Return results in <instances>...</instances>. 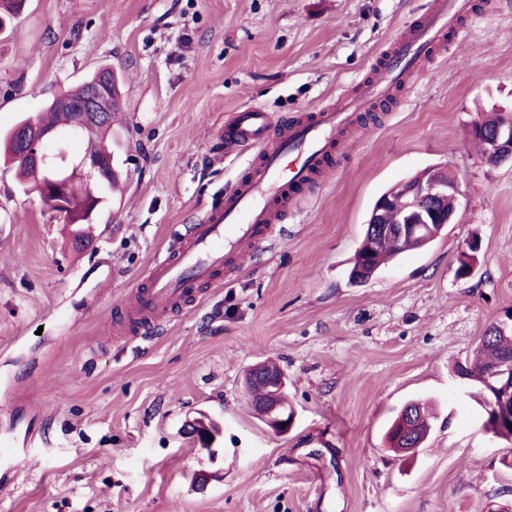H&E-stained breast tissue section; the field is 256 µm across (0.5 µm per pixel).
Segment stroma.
Wrapping results in <instances>:
<instances>
[{"instance_id":"35a3bbf8","label":"stroma","mask_w":512,"mask_h":512,"mask_svg":"<svg viewBox=\"0 0 512 512\" xmlns=\"http://www.w3.org/2000/svg\"><path fill=\"white\" fill-rule=\"evenodd\" d=\"M431 0H28L0 32V132L104 65L124 83L112 162L124 190L74 250L64 223L0 169V512H493L512 507V441L493 437L455 375L512 316V164L469 139L512 112V0H474L444 48L357 125L333 174L244 267L224 270L161 332L117 343L114 304L155 257L221 206L254 151L228 155L227 117L335 103ZM450 167L455 217L425 249L350 283L376 199ZM470 277L457 274L472 239ZM288 379L272 432L243 388ZM436 415L402 458L403 406ZM220 424L211 450L187 425ZM408 406H411L414 411V418L410 420V423L413 425V432L416 433L415 440L418 442V447L409 448L411 446V441L409 440V436H406V428L399 434L397 440L399 441L400 448H403V452H415L422 447V444L428 435L429 424L427 421V413L422 403L418 401H410L405 405L404 409ZM403 410L387 431V441L390 448L396 452L400 451V448L397 447L395 438L404 426Z\"/></svg>"}]
</instances>
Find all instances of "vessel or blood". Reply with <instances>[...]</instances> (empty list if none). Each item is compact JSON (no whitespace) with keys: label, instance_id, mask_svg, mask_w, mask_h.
I'll use <instances>...</instances> for the list:
<instances>
[{"label":"vessel or blood","instance_id":"b4317fda","mask_svg":"<svg viewBox=\"0 0 512 512\" xmlns=\"http://www.w3.org/2000/svg\"><path fill=\"white\" fill-rule=\"evenodd\" d=\"M468 0H433L429 12L400 36L392 54L335 105L286 124L247 107L224 122L227 151L251 150L254 163L224 197L223 205L191 225L182 245L156 259L131 301L119 303L132 335L158 330V319L191 306L224 267L271 242L276 226L306 196L327 159L345 142L357 113L385 99L432 58L465 13Z\"/></svg>","mask_w":512,"mask_h":512}]
</instances>
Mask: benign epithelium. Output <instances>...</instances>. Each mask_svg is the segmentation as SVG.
<instances>
[{
  "instance_id": "1",
  "label": "benign epithelium",
  "mask_w": 512,
  "mask_h": 512,
  "mask_svg": "<svg viewBox=\"0 0 512 512\" xmlns=\"http://www.w3.org/2000/svg\"><path fill=\"white\" fill-rule=\"evenodd\" d=\"M111 82V75L101 72L93 82L83 86L79 99L59 98L55 101L56 107L73 113L68 138H60L57 132L43 127L33 117L19 126L14 134L17 159L35 166L46 175V183L29 188V192L40 201L48 202V209L66 223L71 220L77 223L90 221L94 215V209L88 206L74 208L66 195L67 184L80 178L93 186L112 178L115 173L108 155L72 150L73 143L108 125L109 113L112 112ZM470 132L483 138L489 163H512L511 116L493 127L476 122ZM47 142L55 143L57 152L44 151L43 145ZM399 189L403 199L401 220L396 223L388 220L392 209L390 197H381L368 219L372 238L387 236L400 244L407 239L430 237L452 222L454 211L444 209L441 204L448 199L458 201L460 189L457 179L448 172L439 168L429 169L419 178L401 182ZM262 372L268 379V393L260 402L264 407L261 420L273 431L286 433L295 421V411L280 399L286 378L268 366ZM487 377L494 383L487 410L494 420L508 424L512 422V362L504 361L493 366Z\"/></svg>"
}]
</instances>
